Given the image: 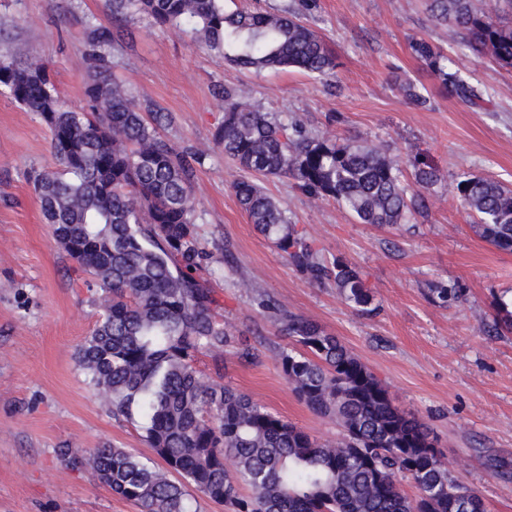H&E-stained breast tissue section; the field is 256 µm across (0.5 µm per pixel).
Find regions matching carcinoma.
Listing matches in <instances>:
<instances>
[{
  "label": "carcinoma",
  "mask_w": 512,
  "mask_h": 512,
  "mask_svg": "<svg viewBox=\"0 0 512 512\" xmlns=\"http://www.w3.org/2000/svg\"><path fill=\"white\" fill-rule=\"evenodd\" d=\"M112 16L140 15L159 27H185L225 63L255 72L296 68L322 80L337 68L325 40L299 13L224 9V0H107ZM434 21L449 24L476 54L512 68V25L496 22L481 0H430ZM113 39L91 26L97 64L85 106L65 108L48 63L20 50L0 60V88L48 126L57 168L30 175L52 239L88 247L80 268L110 298L80 344L78 365L105 410L139 431L155 459L103 445L84 456L65 448L61 460L89 465L112 493L142 512H195L192 488L230 512H459L471 488L434 456L427 425L398 410L388 388L336 336L316 322L259 297V310L287 339L276 353L298 399L336 421V441H320L252 396L205 381L197 354L235 350L255 358L224 320L223 307L195 273L204 260L195 231L192 187L197 157L160 132L165 114L144 115L112 72L102 48ZM442 92L477 97L454 63L428 38L410 44ZM224 122L214 145L250 177L233 193L256 231L318 284L331 283L356 312L375 310L374 292L349 263H326L306 233L262 184L285 177L302 192L332 200L359 223L404 224L423 208L409 194L395 160L364 142L308 133L301 121L263 112L242 89L224 90ZM428 189L433 167H416ZM461 202L479 216L481 235L512 251V190L463 174ZM494 330H512L509 303L499 300ZM407 481L416 489H403Z\"/></svg>",
  "instance_id": "cac0c4a2"
}]
</instances>
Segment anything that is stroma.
Instances as JSON below:
<instances>
[{"mask_svg": "<svg viewBox=\"0 0 512 512\" xmlns=\"http://www.w3.org/2000/svg\"><path fill=\"white\" fill-rule=\"evenodd\" d=\"M303 22L337 57L331 83L288 69L255 75L196 44L188 31L147 18L115 24L106 0H0V58L24 46L50 63L66 106H84L90 47L85 25L112 28L105 53L138 103L171 115L162 133L200 157L195 223L207 254L199 273L255 358L203 352L205 380L232 384L320 440L334 422L300 402L275 357L278 325L260 315L264 295L337 336L387 386L394 405L426 422L449 472L489 512H512V332L492 333L498 300L512 298V252L480 234L455 183L469 173L512 187V68L473 54L450 27L434 25L426 0H316ZM442 45L460 75L482 92L471 105L440 93L412 57L413 38ZM411 78L430 102L418 108L398 87ZM248 87L265 112L300 119L315 136L383 147L412 182L415 161L442 180L425 191L409 223H358L345 209L296 189L264 185L291 223L326 259L357 266L376 313L349 307L333 285H317L250 223L232 190L244 171L213 146L224 118L223 90ZM50 131L0 93V512H141L112 494L86 466L61 461L62 448L110 444L149 458L130 424L112 418L77 364L104 294L50 236L27 174L54 168ZM448 290L447 305L429 288Z\"/></svg>", "mask_w": 512, "mask_h": 512, "instance_id": "1", "label": "stroma"}]
</instances>
